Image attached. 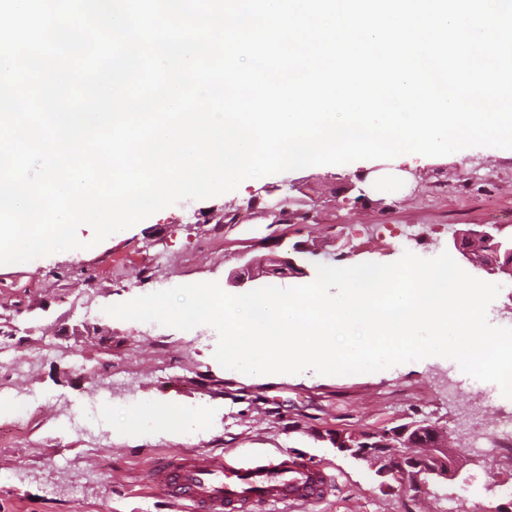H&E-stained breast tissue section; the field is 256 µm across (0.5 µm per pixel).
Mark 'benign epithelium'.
I'll list each match as a JSON object with an SVG mask.
<instances>
[{"label": "benign epithelium", "instance_id": "1", "mask_svg": "<svg viewBox=\"0 0 512 512\" xmlns=\"http://www.w3.org/2000/svg\"><path fill=\"white\" fill-rule=\"evenodd\" d=\"M452 244L463 259L476 268L489 273L496 270L512 274V238L499 236L497 227L485 225L481 229H469L452 237ZM304 267L293 258L273 257L263 263L253 261L233 270L227 284L240 287L266 277H284L288 274H304ZM430 435V445L420 453L414 452V446L423 433ZM402 447L397 449V457L411 467L422 469L426 479L437 485H444L456 479L462 470L457 465V449L450 446L446 428L430 421H422L398 430ZM336 451L354 459L366 462L382 478L381 486L392 491L406 493L410 485L395 469L389 460L376 455L369 448H355L346 442L343 435L336 436Z\"/></svg>", "mask_w": 512, "mask_h": 512}]
</instances>
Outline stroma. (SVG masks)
<instances>
[{"label": "stroma", "mask_w": 512, "mask_h": 512, "mask_svg": "<svg viewBox=\"0 0 512 512\" xmlns=\"http://www.w3.org/2000/svg\"><path fill=\"white\" fill-rule=\"evenodd\" d=\"M365 202H356L357 191ZM498 224L512 235V150L470 147L445 156L401 155L354 167L321 165L256 178L231 192L186 199L100 244L0 265V395L37 397L0 418V512H180L148 483L174 450L280 453L334 478L328 498L287 512H474L512 500V455L468 452L461 415L512 417V398L487 405L458 384L448 362L383 373L306 370L244 379L216 361L217 331L180 330L105 314L106 306L198 282L225 284L251 259L292 255L305 272L257 287L311 283L317 265L433 258L454 232ZM206 418L195 436L119 435L143 398ZM429 418L446 428L472 485L455 480L413 498L379 487L367 466L337 453L336 433L375 432Z\"/></svg>", "instance_id": "stroma-1"}]
</instances>
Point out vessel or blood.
I'll use <instances>...</instances> for the list:
<instances>
[{
    "label": "vessel or blood",
    "instance_id": "obj_1",
    "mask_svg": "<svg viewBox=\"0 0 512 512\" xmlns=\"http://www.w3.org/2000/svg\"><path fill=\"white\" fill-rule=\"evenodd\" d=\"M149 477L188 512H269L284 504L303 507L332 490L325 470L281 454L241 466L223 455L176 452L159 457Z\"/></svg>",
    "mask_w": 512,
    "mask_h": 512
}]
</instances>
